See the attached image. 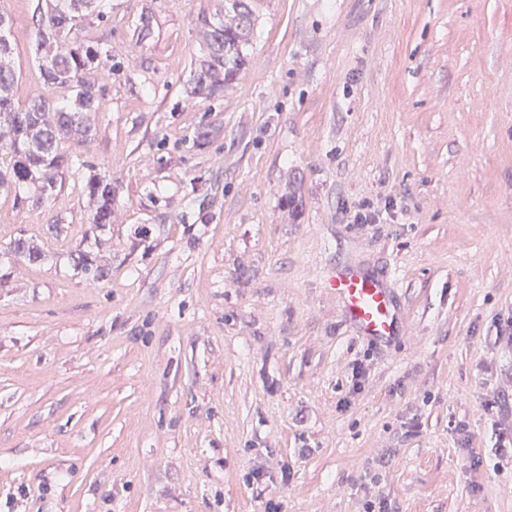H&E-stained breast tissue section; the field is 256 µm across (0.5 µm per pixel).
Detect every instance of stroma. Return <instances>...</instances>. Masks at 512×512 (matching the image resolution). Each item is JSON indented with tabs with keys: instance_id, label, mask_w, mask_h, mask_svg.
<instances>
[{
	"instance_id": "obj_1",
	"label": "stroma",
	"mask_w": 512,
	"mask_h": 512,
	"mask_svg": "<svg viewBox=\"0 0 512 512\" xmlns=\"http://www.w3.org/2000/svg\"><path fill=\"white\" fill-rule=\"evenodd\" d=\"M41 4L0 0L22 102L59 97ZM100 5L82 167L0 193V512H512V0H261L210 99L185 88L213 0ZM336 265L387 276L393 345ZM87 194L93 202V210L89 218L90 224L105 226L112 222V202L116 196V187L105 177H93L86 186ZM330 287L336 289L345 319L357 333L376 343L393 339L398 310L382 278L365 269L344 266L336 269Z\"/></svg>"
}]
</instances>
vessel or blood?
Listing matches in <instances>:
<instances>
[{
  "label": "vessel or blood",
  "mask_w": 512,
  "mask_h": 512,
  "mask_svg": "<svg viewBox=\"0 0 512 512\" xmlns=\"http://www.w3.org/2000/svg\"><path fill=\"white\" fill-rule=\"evenodd\" d=\"M330 286L341 300L346 321L357 333L376 343L393 339L398 310L382 278L344 266L331 277Z\"/></svg>",
  "instance_id": "vessel-or-blood-1"
}]
</instances>
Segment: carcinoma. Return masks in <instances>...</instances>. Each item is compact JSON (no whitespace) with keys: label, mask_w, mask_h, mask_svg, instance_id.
Returning a JSON list of instances; mask_svg holds the SVG:
<instances>
[{"label":"carcinoma","mask_w":512,"mask_h":512,"mask_svg":"<svg viewBox=\"0 0 512 512\" xmlns=\"http://www.w3.org/2000/svg\"><path fill=\"white\" fill-rule=\"evenodd\" d=\"M95 0H48L40 12L36 53L39 70L51 85L66 92L65 103L38 98L26 103L14 95L16 71L8 38V16L0 12V189L19 184L34 187L33 202L53 196L58 180L77 163L73 148L87 140L99 110L97 71L108 62L107 51L79 37L85 11ZM257 0H224L212 15L200 19L207 55L199 63L186 93L211 98L232 82L247 64L246 47L254 32ZM93 202L89 223H112L116 187L103 177L86 186ZM18 260L37 262L42 252L25 238L9 243Z\"/></svg>","instance_id":"obj_1"}]
</instances>
